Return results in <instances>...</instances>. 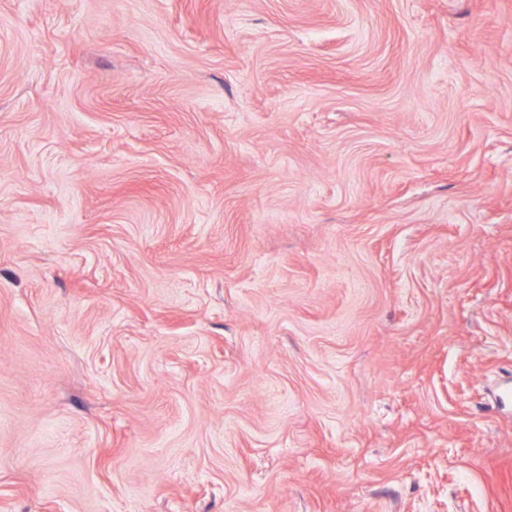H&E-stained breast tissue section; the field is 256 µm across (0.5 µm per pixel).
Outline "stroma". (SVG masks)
I'll list each match as a JSON object with an SVG mask.
<instances>
[{"label":"stroma","mask_w":512,"mask_h":512,"mask_svg":"<svg viewBox=\"0 0 512 512\" xmlns=\"http://www.w3.org/2000/svg\"><path fill=\"white\" fill-rule=\"evenodd\" d=\"M512 0H0V512H512Z\"/></svg>","instance_id":"35a3bbf8"}]
</instances>
